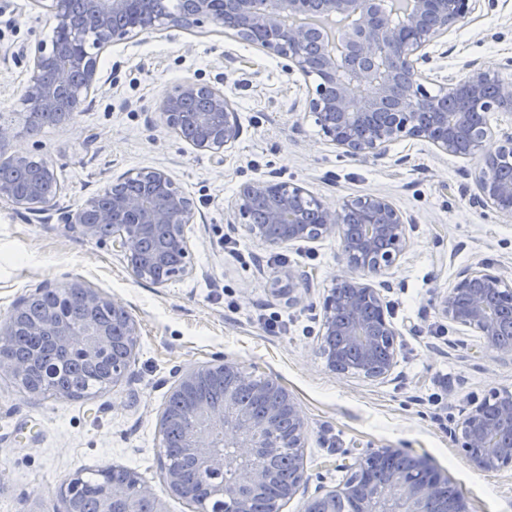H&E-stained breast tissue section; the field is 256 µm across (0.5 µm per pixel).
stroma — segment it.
I'll use <instances>...</instances> for the list:
<instances>
[{
	"mask_svg": "<svg viewBox=\"0 0 512 512\" xmlns=\"http://www.w3.org/2000/svg\"><path fill=\"white\" fill-rule=\"evenodd\" d=\"M57 24L38 0H0V113L13 123L24 111L28 53L50 44ZM472 62L512 79V0H481L437 43L427 89L438 92L443 76L466 78ZM97 63V89L70 121L0 147V162L17 153L45 161L59 186L35 211L0 203V319L43 281H79L127 308L139 348L120 383L81 399L32 394L0 373V512H61L63 481L112 466L137 472L167 512H197L164 483L159 421L174 370L222 358L276 379L304 417L306 482L283 512H304L318 488L345 480L347 455L378 448L428 460L469 512H512V470L472 468L448 433L470 404L512 388V356L482 349L435 302L480 261L512 280V221L470 206L473 161L418 140L394 142L378 160L345 155L307 106L315 78L210 24L135 35L100 51ZM187 79L223 89L238 114L241 137L223 158L195 149L160 117L167 92ZM140 169L167 173L195 206L186 228L193 271L162 287L136 279L111 240L87 239L63 221ZM268 175L329 206L377 195L402 213L410 244L383 291L400 331L386 379L333 373L319 353L317 316L338 270V238L272 246L229 225L240 187ZM291 269L314 276L300 305L271 286Z\"/></svg>",
	"mask_w": 512,
	"mask_h": 512,
	"instance_id": "stroma-1",
	"label": "stroma"
}]
</instances>
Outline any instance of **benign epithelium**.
Returning <instances> with one entry per match:
<instances>
[{"label": "benign epithelium", "mask_w": 512, "mask_h": 512, "mask_svg": "<svg viewBox=\"0 0 512 512\" xmlns=\"http://www.w3.org/2000/svg\"><path fill=\"white\" fill-rule=\"evenodd\" d=\"M48 10L65 29L71 28V0H47ZM479 0H180L181 13L155 15L154 0H94L85 27L97 43L108 48L128 38L131 28L116 24L121 16H151L153 32L170 27L198 28L212 22L224 32L248 37L250 43L288 59L305 77L318 83L309 99L323 135L332 145L354 158L379 159L387 146L402 138L426 141L441 153L476 163L471 198L474 206L490 207L512 219V175L497 174L501 163L512 160V133H506L494 150L489 114L512 112V81L499 72L471 65L466 79L446 78L438 96L424 82V66L431 61L430 48L449 32L463 25ZM313 6L325 20L347 27L346 37L319 44L322 36L300 19L303 8ZM31 77L22 101L25 121L35 125L40 116L61 107L78 111L81 102L97 88L96 58L69 35L47 49L31 53ZM163 122L174 130L190 124L196 134L189 144L219 154L232 147L242 133L237 112L224 91L186 80L164 97L159 106ZM140 179L163 198L115 193L103 204L97 196L66 216L83 236L102 240L99 226L119 224L112 232V249L121 253L135 277L142 279L137 257L143 246L165 229L154 253L161 265L167 254H181L179 276L190 272V246L185 228L193 223L194 205L162 170L129 172L121 180ZM54 180L44 167L22 190L0 181V202L34 211L46 203L41 183ZM306 191L273 177L244 184L237 196L234 214L243 220L250 236L273 246L314 242L338 236L340 271L324 289L320 305V352L328 370L367 379L388 377L397 362L400 332L390 320L388 304L380 289L369 283L397 266L409 240L403 215L386 198L352 197L334 207L313 204L314 222L303 223L295 208ZM313 286V275L295 270L274 281V289L288 295V302L304 303ZM81 298L82 322L73 324L47 316L32 332L43 336L57 350L73 347L94 355L113 345L115 337L126 338L127 355L122 365L112 367L114 386L120 382L138 347L139 324L118 301L71 283ZM440 314L459 330L480 336L484 346L502 355H512V342L500 341L503 316L512 323V283L478 263L459 271L454 285L436 297ZM28 299H22L0 323V372L16 377L29 371L38 353L27 360L6 351L10 336L22 317ZM112 307V324L94 319L95 311ZM258 367L248 371L221 361L213 365L180 368L173 372L172 393L204 382L214 373L224 374V402L214 404L198 396L192 404V423L184 431L186 464L201 465L217 475L209 485L200 512H246L248 499L263 492L273 479L277 434L282 411L296 431L290 448L304 447L305 420L288 391L281 390L282 404L253 419L234 392L235 383L255 379ZM470 465L480 471L512 468V389H493L480 402L463 411L449 430ZM395 453L380 448L344 468L353 475L380 467L384 457ZM186 470H164L169 492L189 498ZM142 499L153 502V512H166L163 501L137 475H121L111 491L99 501L97 512H138ZM349 501L351 512H469L465 499L452 492L448 479L426 459L414 460V470L392 473L375 492L357 479L328 489L308 502L306 512H336V504Z\"/></svg>", "instance_id": "obj_1"}]
</instances>
